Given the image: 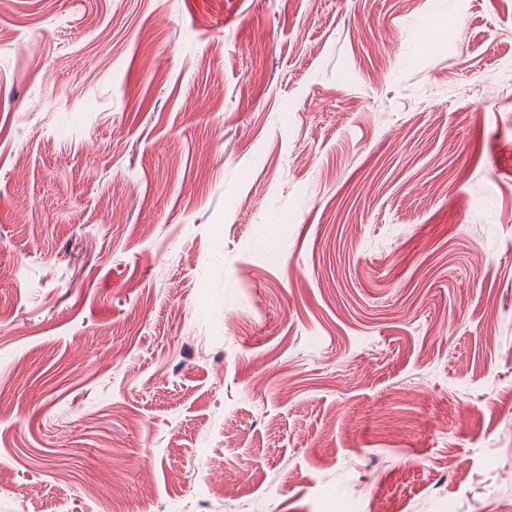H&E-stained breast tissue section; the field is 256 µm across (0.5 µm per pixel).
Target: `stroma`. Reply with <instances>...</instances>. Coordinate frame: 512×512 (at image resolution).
I'll return each mask as SVG.
<instances>
[{
	"label": "stroma",
	"mask_w": 512,
	"mask_h": 512,
	"mask_svg": "<svg viewBox=\"0 0 512 512\" xmlns=\"http://www.w3.org/2000/svg\"><path fill=\"white\" fill-rule=\"evenodd\" d=\"M0 512H512V0H0Z\"/></svg>",
	"instance_id": "35a3bbf8"
}]
</instances>
